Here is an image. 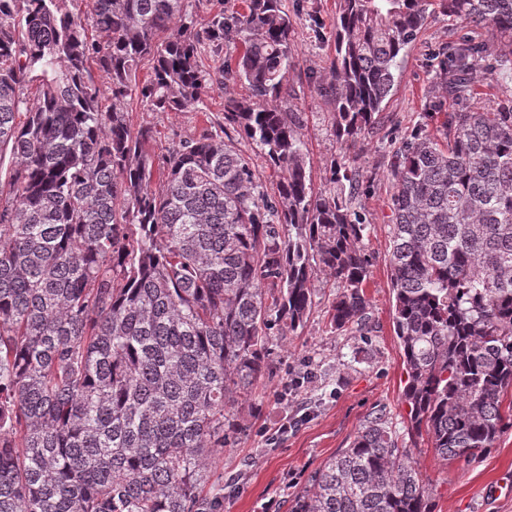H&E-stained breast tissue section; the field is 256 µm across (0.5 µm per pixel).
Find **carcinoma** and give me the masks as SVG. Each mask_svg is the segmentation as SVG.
<instances>
[{
	"label": "carcinoma",
	"instance_id": "cac0c4a2",
	"mask_svg": "<svg viewBox=\"0 0 512 512\" xmlns=\"http://www.w3.org/2000/svg\"><path fill=\"white\" fill-rule=\"evenodd\" d=\"M437 12L463 33L432 53L423 120L386 179L403 399L448 461L512 427V97L482 105L475 92L487 30L493 75L512 81V0H339L329 76L310 82L348 149ZM295 24L281 0H239L202 25L187 0H0V512H224L214 468L231 397L268 370L271 337L304 326L317 272L339 288L332 329L365 330L362 173L342 154L313 187L288 104ZM227 78L248 95L224 99V124L255 145L274 195L252 155L207 129L167 152L153 186L155 131L132 129L130 103L196 109ZM291 512H434V500L376 415Z\"/></svg>",
	"mask_w": 512,
	"mask_h": 512
}]
</instances>
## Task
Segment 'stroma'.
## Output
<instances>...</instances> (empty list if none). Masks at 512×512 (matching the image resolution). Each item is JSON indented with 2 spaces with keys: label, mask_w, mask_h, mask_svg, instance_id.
Returning a JSON list of instances; mask_svg holds the SVG:
<instances>
[{
  "label": "stroma",
  "mask_w": 512,
  "mask_h": 512,
  "mask_svg": "<svg viewBox=\"0 0 512 512\" xmlns=\"http://www.w3.org/2000/svg\"><path fill=\"white\" fill-rule=\"evenodd\" d=\"M337 0H282L296 20L294 65L288 89L302 116L311 176L322 187L326 166L339 152L329 108L309 81L323 74L334 55ZM455 26L447 14L435 13L419 40L408 49L397 83L379 122L351 147L363 171L355 201L369 220L364 243L371 257L366 292L370 300L364 333H333L324 306L336 292L329 275L318 273L314 285L319 306L297 333L274 338L270 372L239 398L230 412V432L218 473L233 479L224 493V512H290L295 496L311 473L341 449L349 447L359 426L376 413L386 415L400 443L413 448L426 483L434 493L436 512H512V430L481 458L440 461L427 436L408 432L403 401L405 369L394 333V298L390 288L391 226L385 206L390 184L383 177L387 155L420 121L433 81L430 53L443 45ZM240 83L213 86L197 110L150 112L132 104V125L150 124L151 145L162 158L173 143L203 130L221 131L224 100L246 96Z\"/></svg>",
  "instance_id": "1"
}]
</instances>
